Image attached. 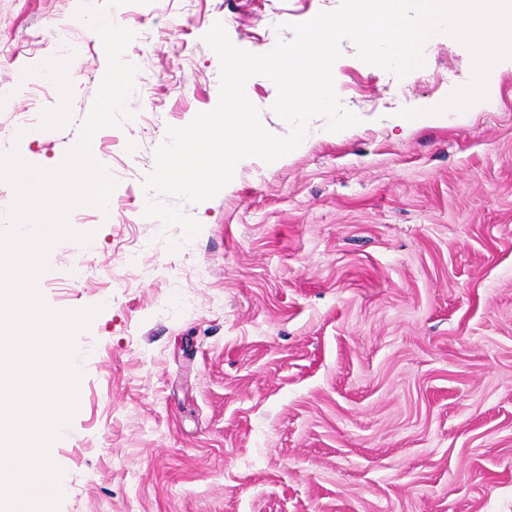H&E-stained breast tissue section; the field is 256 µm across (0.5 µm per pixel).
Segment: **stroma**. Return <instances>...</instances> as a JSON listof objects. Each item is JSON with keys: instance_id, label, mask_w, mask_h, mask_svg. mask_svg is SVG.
I'll use <instances>...</instances> for the list:
<instances>
[{"instance_id": "1", "label": "stroma", "mask_w": 512, "mask_h": 512, "mask_svg": "<svg viewBox=\"0 0 512 512\" xmlns=\"http://www.w3.org/2000/svg\"><path fill=\"white\" fill-rule=\"evenodd\" d=\"M340 3L108 9L135 34L124 58L146 99L95 134L110 206L68 213L91 239L55 243L38 288L52 310H98L74 338L79 407L49 449L56 512H512V58L486 105L403 126L399 110L470 84V50L443 36L400 78L343 40L333 69L357 125L328 136L312 118L283 162L252 158L181 203L192 241L143 214L168 127L218 102L211 27L265 54ZM80 4L0 0V154L41 167L76 144L107 65ZM50 65L77 82L18 85ZM247 96L289 133L272 80Z\"/></svg>"}]
</instances>
